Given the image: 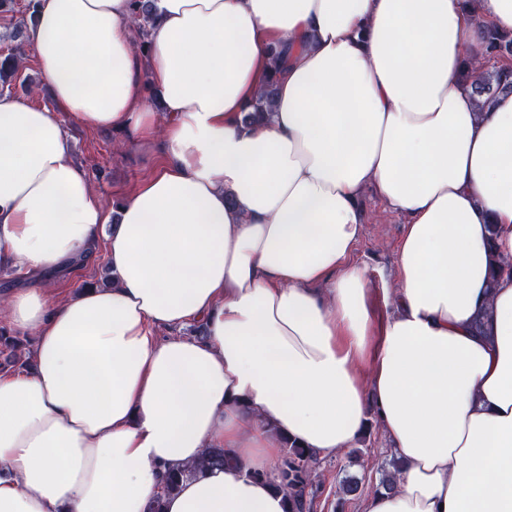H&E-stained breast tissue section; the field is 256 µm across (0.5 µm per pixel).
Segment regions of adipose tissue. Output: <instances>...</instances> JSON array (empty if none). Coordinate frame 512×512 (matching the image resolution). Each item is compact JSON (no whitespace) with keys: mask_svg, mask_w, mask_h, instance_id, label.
<instances>
[{"mask_svg":"<svg viewBox=\"0 0 512 512\" xmlns=\"http://www.w3.org/2000/svg\"><path fill=\"white\" fill-rule=\"evenodd\" d=\"M156 7L142 51L129 0H37L55 107L0 95V266L28 279L0 326L34 339L0 372V512H285L261 477L282 438L332 455L371 415L400 471L363 512H512V276L488 254L512 258V94L482 110L459 81L512 0ZM61 112L166 160L108 214ZM369 190L406 219L380 319L352 261ZM100 244L114 285L53 300ZM207 448L238 465L163 494ZM276 79L277 72H272L268 76L263 94L259 96L251 105L252 111L247 112V114L244 116L243 123L245 125H252L256 122L267 119L270 116Z\"/></svg>","mask_w":512,"mask_h":512,"instance_id":"1","label":"adipose tissue"}]
</instances>
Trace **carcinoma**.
<instances>
[{
  "label": "carcinoma",
  "mask_w": 512,
  "mask_h": 512,
  "mask_svg": "<svg viewBox=\"0 0 512 512\" xmlns=\"http://www.w3.org/2000/svg\"><path fill=\"white\" fill-rule=\"evenodd\" d=\"M133 13L139 20V32L146 37L150 26L157 19L155 0H132ZM483 41L488 60L492 66L476 71L472 64H467L461 73V81L471 90L481 108L490 107L496 98L503 93H512V65H504L502 61L512 60V32H501L493 27L482 31ZM20 69L19 59L13 53L0 54V86L10 87L17 78ZM277 72H272L266 81L263 94L252 104V111L243 119L246 125H252L270 116L272 100L275 92ZM496 234L490 237V252L493 261V276L504 271L512 272V262L497 252ZM283 454L274 472L264 474L274 488L285 494L287 499L286 512H307L309 509V490L312 489V474L317 464L318 454L310 448H303L287 438L281 439ZM237 464L236 455L226 448H207L199 461L190 466L173 468L168 471L163 485V493L171 494L176 491L180 482L187 476L193 475L209 467L234 466Z\"/></svg>",
  "instance_id": "cac0c4a2"
}]
</instances>
